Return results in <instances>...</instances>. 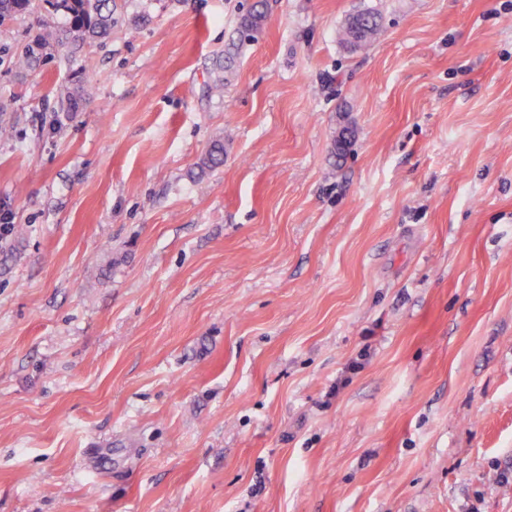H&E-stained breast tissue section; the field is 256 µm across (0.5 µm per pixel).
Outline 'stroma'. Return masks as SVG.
I'll use <instances>...</instances> for the list:
<instances>
[{"label": "stroma", "instance_id": "1", "mask_svg": "<svg viewBox=\"0 0 512 512\" xmlns=\"http://www.w3.org/2000/svg\"><path fill=\"white\" fill-rule=\"evenodd\" d=\"M118 2L0 27V512H512V0H265L220 98L249 0ZM55 11H63L68 17L65 31L75 50L88 41L105 37L112 29V0H46ZM256 5L243 16L238 25L237 42L233 41L231 46L225 51L224 56V79L218 77L210 86L211 93L220 94L224 89V83L228 81V75L232 73L235 65V59L239 49L249 42L257 39V34L261 30L262 22L265 18L263 9ZM352 17H359L362 21V27L358 34L355 33L349 23ZM352 17L348 20L346 25L344 23L338 31L339 39L346 47H348V44L357 47V49L366 47L374 42L381 34V16L377 11L365 9ZM60 38L51 27H46L44 32L37 35L25 50L15 57V67L21 70L29 68L38 59L48 55V51L60 41Z\"/></svg>", "mask_w": 512, "mask_h": 512}]
</instances>
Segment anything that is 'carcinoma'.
Instances as JSON below:
<instances>
[{"label":"carcinoma","instance_id":"1","mask_svg":"<svg viewBox=\"0 0 512 512\" xmlns=\"http://www.w3.org/2000/svg\"><path fill=\"white\" fill-rule=\"evenodd\" d=\"M54 10L63 11L68 17L66 38L74 49L82 48L88 41L105 37L112 29L113 10L112 0H47ZM29 5V0H0V23L13 14L22 11ZM362 21L360 31L353 30L351 25L344 24L338 31L342 44L363 48L374 42L382 32L381 16L373 9H365L357 14ZM264 10L253 7L243 16L238 25L237 40L225 51L224 75H229L235 65L239 49L246 43L257 39L264 21ZM60 36L47 27L37 35L14 59L16 68H29L38 59L48 55ZM60 105L65 112L77 111L78 95L76 92L63 87L57 92Z\"/></svg>","mask_w":512,"mask_h":512}]
</instances>
